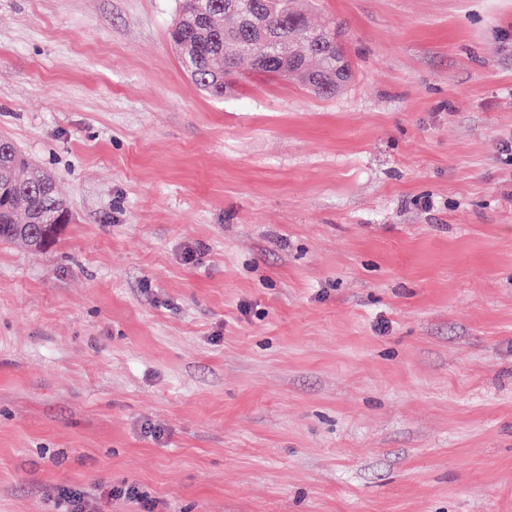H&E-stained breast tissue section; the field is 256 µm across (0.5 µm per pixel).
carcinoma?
Masks as SVG:
<instances>
[{"label":"carcinoma","instance_id":"obj_1","mask_svg":"<svg viewBox=\"0 0 512 512\" xmlns=\"http://www.w3.org/2000/svg\"><path fill=\"white\" fill-rule=\"evenodd\" d=\"M250 0H183L181 16L170 33L179 60L204 92L224 97V84L216 73L228 69L240 74L241 60L251 69L271 53L284 65L286 78L315 91L326 83L338 93L353 79L343 47L315 46L316 40L336 31L331 21L312 24L295 6L280 0L278 13L252 24L247 21ZM45 224H67V204L54 178L36 170L7 138L0 137V242H37L41 234L36 218Z\"/></svg>","mask_w":512,"mask_h":512}]
</instances>
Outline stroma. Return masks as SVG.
<instances>
[{
  "mask_svg": "<svg viewBox=\"0 0 512 512\" xmlns=\"http://www.w3.org/2000/svg\"><path fill=\"white\" fill-rule=\"evenodd\" d=\"M355 77L201 92L180 0H0V512H512V0H298ZM37 222L52 228L70 220L67 204L54 178L35 170L28 158L7 138L0 137V242H22L30 248L36 241L40 248L51 234L41 236L37 225H27L26 235L19 234L17 224ZM34 248V249H36Z\"/></svg>",
  "mask_w": 512,
  "mask_h": 512,
  "instance_id": "35a3bbf8",
  "label": "stroma"
}]
</instances>
